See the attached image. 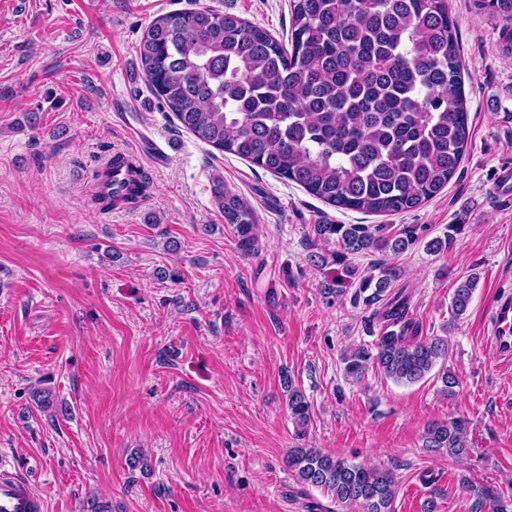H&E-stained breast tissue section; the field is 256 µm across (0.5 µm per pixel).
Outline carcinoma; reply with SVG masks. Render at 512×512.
Segmentation results:
<instances>
[{"label": "carcinoma", "mask_w": 512, "mask_h": 512, "mask_svg": "<svg viewBox=\"0 0 512 512\" xmlns=\"http://www.w3.org/2000/svg\"><path fill=\"white\" fill-rule=\"evenodd\" d=\"M476 12L512 26V0H473ZM288 41L243 18L211 8L156 17L138 45L150 92L182 128L302 187L341 209L395 215L436 197L457 173L471 143L461 57L448 0H290ZM123 172L118 187L112 176ZM90 203L101 214L131 207L151 192L150 177L117 152L96 174ZM213 195L239 249L257 250L256 216L239 195L213 178ZM313 238L337 250L310 255L340 273L320 293L339 298L358 285L374 307L378 336L346 352L355 380L377 368L412 384L448 354V343L422 336L410 301L388 295L400 277L389 262L415 244L412 229L388 234L384 224H314ZM363 251L384 259L364 272L348 262ZM479 276L457 281L450 308L467 313ZM297 430L310 420L304 393L283 377ZM469 422L458 417L428 425L424 448L460 457L470 450ZM286 467L305 486L332 493L362 512H394L397 481L386 468L353 464L316 448H291ZM470 512H509L484 487H470Z\"/></svg>", "instance_id": "cac0c4a2"}]
</instances>
